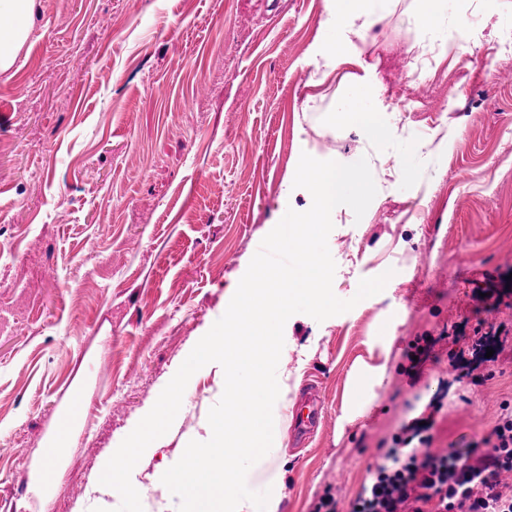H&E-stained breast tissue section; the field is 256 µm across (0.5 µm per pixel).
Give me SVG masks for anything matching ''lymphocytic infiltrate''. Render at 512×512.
<instances>
[{
	"label": "lymphocytic infiltrate",
	"instance_id": "obj_1",
	"mask_svg": "<svg viewBox=\"0 0 512 512\" xmlns=\"http://www.w3.org/2000/svg\"><path fill=\"white\" fill-rule=\"evenodd\" d=\"M490 452L430 449L418 420L403 425L396 447L376 465L352 512H512V495L499 488L512 470V411H502Z\"/></svg>",
	"mask_w": 512,
	"mask_h": 512
}]
</instances>
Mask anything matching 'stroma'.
Segmentation results:
<instances>
[{
    "label": "stroma",
    "mask_w": 512,
    "mask_h": 512,
    "mask_svg": "<svg viewBox=\"0 0 512 512\" xmlns=\"http://www.w3.org/2000/svg\"><path fill=\"white\" fill-rule=\"evenodd\" d=\"M390 0L339 62L314 58L330 29L324 0H36L14 67L0 73V512H25L33 454L74 386L86 425L64 459L52 512H91L103 460L156 402L193 341L224 313L265 227L311 195L288 177L296 155L367 158L377 194L362 219L336 209L328 247L341 299L393 270L384 290L316 321L295 314L279 365L309 359L290 400L315 383L328 412L314 439L250 469L264 490L285 465L278 512H313L341 488L351 502L402 425L450 387L430 430L437 448L490 451L487 403L512 404V354L487 380L456 378L479 324L512 347V305L485 312V275L512 271V0H448L440 34ZM465 49H458V42ZM439 48L425 78L414 54ZM356 82L397 135L374 149L334 125ZM407 165L387 169L390 156ZM435 341L410 358L417 338ZM393 339L376 400L337 431L354 361ZM201 369L167 446L132 472L144 512L160 498L147 471L181 455V437L220 399Z\"/></svg>",
    "instance_id": "stroma-1"
}]
</instances>
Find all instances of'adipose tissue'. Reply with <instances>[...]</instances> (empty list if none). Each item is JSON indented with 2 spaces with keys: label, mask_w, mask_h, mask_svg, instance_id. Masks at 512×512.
Wrapping results in <instances>:
<instances>
[{
  "label": "adipose tissue",
  "mask_w": 512,
  "mask_h": 512,
  "mask_svg": "<svg viewBox=\"0 0 512 512\" xmlns=\"http://www.w3.org/2000/svg\"><path fill=\"white\" fill-rule=\"evenodd\" d=\"M385 6V0H327V17L331 24V38L320 43L315 55L339 56L342 46L350 37L364 36L373 20ZM35 21V0H0V72L12 69ZM334 120L338 125H354L368 137L374 148H382L394 137L393 126L382 123L376 113L360 107L337 111ZM384 365L365 359H356L352 368L355 383L346 400L339 425L355 423L368 409L358 385L383 376ZM89 411V403L82 391H75L69 404L59 410L53 421V430L38 452L30 474V500L27 512H50L53 491L62 483L65 468L62 457L69 451L77 429Z\"/></svg>",
  "instance_id": "obj_1"
}]
</instances>
